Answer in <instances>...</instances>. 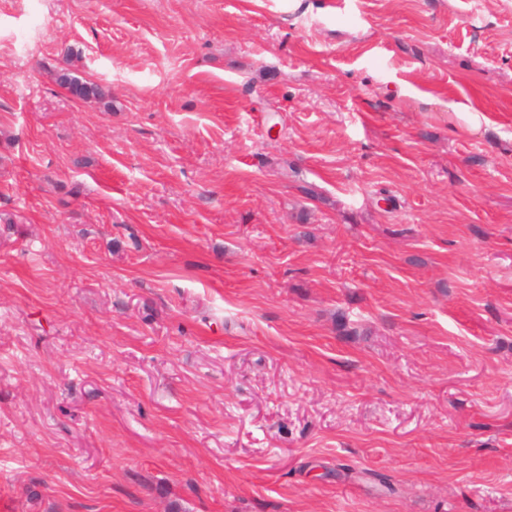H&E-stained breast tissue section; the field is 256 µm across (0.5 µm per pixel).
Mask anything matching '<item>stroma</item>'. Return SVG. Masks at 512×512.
I'll list each match as a JSON object with an SVG mask.
<instances>
[{"label": "stroma", "mask_w": 512, "mask_h": 512, "mask_svg": "<svg viewBox=\"0 0 512 512\" xmlns=\"http://www.w3.org/2000/svg\"><path fill=\"white\" fill-rule=\"evenodd\" d=\"M0 501L512 512V0H0ZM56 80L61 86H64L71 93L72 96L79 99H89L91 97H101L102 90L98 85L83 81L76 76H73L71 70L62 68L56 74Z\"/></svg>", "instance_id": "1"}]
</instances>
